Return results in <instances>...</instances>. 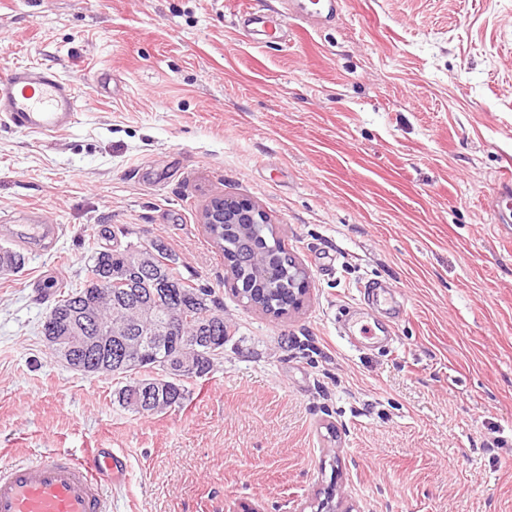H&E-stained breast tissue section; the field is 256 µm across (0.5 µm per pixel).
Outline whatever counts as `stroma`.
<instances>
[{
	"mask_svg": "<svg viewBox=\"0 0 512 512\" xmlns=\"http://www.w3.org/2000/svg\"><path fill=\"white\" fill-rule=\"evenodd\" d=\"M0 0V75L56 70L90 105L36 136L0 123V452L115 448L111 512H512V0ZM270 214L309 276L296 312L241 301L201 224L212 197ZM28 224L55 245L19 244ZM163 242L231 336L185 406L152 417L54 359L41 324L101 229ZM380 285L383 302L365 299ZM342 0H289L288 16L309 27L340 21ZM243 17H246L247 29L257 36H264L265 38L274 37L276 34L281 33V24L278 17L267 15H255L252 12L243 10ZM492 209L497 223H512V176H504L497 195L492 201Z\"/></svg>",
	"mask_w": 512,
	"mask_h": 512,
	"instance_id": "obj_1",
	"label": "stroma"
}]
</instances>
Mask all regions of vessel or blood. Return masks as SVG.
Returning <instances> with one entry per match:
<instances>
[{"label": "vessel or blood", "mask_w": 512, "mask_h": 512, "mask_svg": "<svg viewBox=\"0 0 512 512\" xmlns=\"http://www.w3.org/2000/svg\"><path fill=\"white\" fill-rule=\"evenodd\" d=\"M288 14L309 27L340 21L343 0H288ZM248 30L279 34L277 18L247 13ZM86 103L60 73L19 66L0 77V116L14 129L44 136L70 128ZM498 223H512V176L503 177L492 201ZM123 455L107 448L87 456L58 451L34 460L0 463V512H110L106 486L122 474Z\"/></svg>", "instance_id": "b4317fda"}]
</instances>
